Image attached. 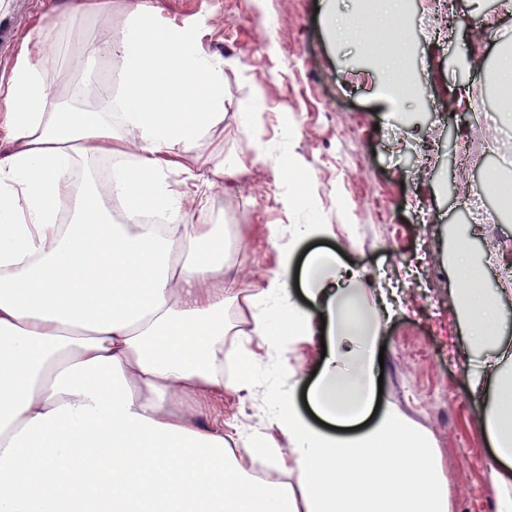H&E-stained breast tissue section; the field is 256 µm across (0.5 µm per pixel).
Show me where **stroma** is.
<instances>
[{
	"mask_svg": "<svg viewBox=\"0 0 512 512\" xmlns=\"http://www.w3.org/2000/svg\"><path fill=\"white\" fill-rule=\"evenodd\" d=\"M397 5L396 49L410 90L389 116L391 76L376 43L339 38L333 23L358 13V0H158L161 18L196 24L224 60V149L244 155L233 180L212 188L226 222L242 225L240 272L252 286L276 270L280 245L270 225L327 224L328 237L298 241L297 261L335 252L401 304L379 324L385 347L382 407L427 434L445 461L452 512H493L484 491L496 460L479 426L496 382L489 351L473 348L460 320V284L448 265L451 232L463 229L484 258L483 286L502 309L499 341L512 346V277L499 267L512 252V215L500 210L490 178L512 180V91L498 82L500 54L512 52L507 0H451L452 35L439 42L433 0ZM51 0H0L11 30L0 42L8 82L21 34ZM264 114L262 133L305 175L294 189L271 164L247 158L248 135L233 118L244 103ZM496 116L492 126L474 122ZM481 193L480 210L464 199ZM479 378L471 389L463 375ZM224 418L262 433L274 428L262 389L224 394Z\"/></svg>",
	"mask_w": 512,
	"mask_h": 512,
	"instance_id": "1",
	"label": "stroma"
}]
</instances>
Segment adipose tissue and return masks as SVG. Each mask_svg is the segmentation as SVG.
Here are the masks:
<instances>
[{"label": "adipose tissue", "instance_id": "adipose-tissue-1", "mask_svg": "<svg viewBox=\"0 0 512 512\" xmlns=\"http://www.w3.org/2000/svg\"><path fill=\"white\" fill-rule=\"evenodd\" d=\"M121 28L77 26L112 0H59L20 43L0 86V512H451L440 449L394 408L372 415L384 297L336 254L311 255L291 299L294 248L252 294L206 188L238 156L201 163L224 126V62L188 22L158 25L127 0ZM84 62L117 59L121 83L86 72L98 110L62 109L48 84L60 35ZM465 326L493 347L500 383L481 429L497 467L494 512H512V349L478 288L483 262L456 243ZM245 300L248 330L227 316ZM325 331L332 352L303 413L287 346ZM266 387L288 440L211 419L225 390ZM321 425H314L312 416Z\"/></svg>", "mask_w": 512, "mask_h": 512}]
</instances>
